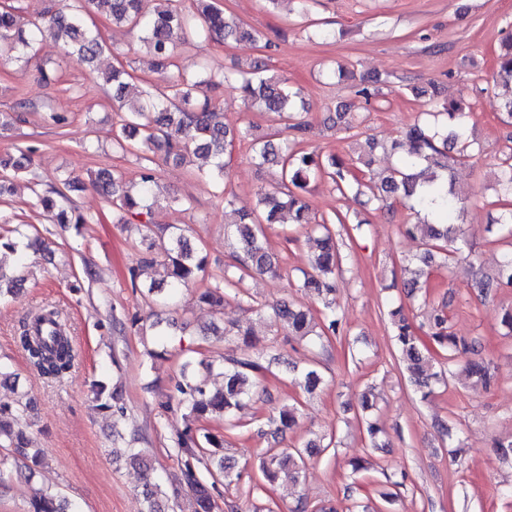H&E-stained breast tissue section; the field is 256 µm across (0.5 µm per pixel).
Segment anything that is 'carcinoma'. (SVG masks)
Instances as JSON below:
<instances>
[{
	"mask_svg": "<svg viewBox=\"0 0 512 512\" xmlns=\"http://www.w3.org/2000/svg\"><path fill=\"white\" fill-rule=\"evenodd\" d=\"M49 6L32 20L26 18L20 8L0 4V47L27 56L35 45L51 39L80 54L88 64L110 51V46L93 23L94 14L108 15L112 23L142 27L143 45L154 57L158 74L166 78L164 89L136 90L125 98V92L133 87V76L123 65H114L105 73V83L112 86V98L120 102L119 128L113 136V145L122 150H136L145 161L137 190L129 189L117 173L96 176L94 187L105 202L132 216L151 212L150 202L159 161H173L191 168L196 178H209L224 184L228 178V163L225 157L231 154L237 143L251 141V160L259 167H276L280 170L275 185L258 193V208L242 211L233 208V200L221 193L224 207L231 208L234 220L227 238L231 239V263L224 268V280L202 291L197 300L218 311L224 307V299L232 297L244 300V280L254 273L273 272L277 262L271 252L265 226L289 223L291 226L310 228L308 240L314 244L310 258L311 271L303 272L302 287L316 293L322 301V326L313 330L310 311L288 302L273 308V318L291 336H314L321 341L336 335L341 326L333 298L334 276L342 263L339 239L349 232L346 217L336 216L313 222L308 194L311 183L328 177L336 189L344 193L349 190L368 192L370 199L386 202L399 198L417 212L425 209L429 200L438 201L437 211L431 218L418 224L407 225V234L417 233L423 237L425 251L412 260H402V285L406 295L415 297L428 287L429 273L436 257L442 264L458 263L464 259L462 245L464 233L461 228L462 214L468 209L470 197L456 187L453 177L458 163L477 159L482 149L473 134V113L462 99H446L435 103L439 107L430 116H443L446 122H422L420 120L406 128L404 138L389 144L373 137L367 139L370 150L377 148L386 153L403 152L398 163L382 173L370 170L371 160L354 162L338 154L322 156L314 151L298 147L304 139L307 125L293 123L288 129L294 132L295 142L276 143L273 140L252 139L251 127L231 125L224 122V112L205 97L198 99L194 90L205 85L215 89L224 84L229 76L202 69L188 76L172 74L175 64V48L181 35L188 29H197L206 39L222 43L265 41L259 31L228 18L216 0H198L197 12H187L180 0H48ZM238 80L250 105L261 112L286 115L293 119L300 92L286 82L269 73L264 59L253 61L249 68L239 72ZM383 82L379 74L360 77L357 95L369 103L379 93ZM492 82L503 89L500 97L501 120L512 123V40L504 43L495 58ZM29 154L19 151L17 155L0 157V168L13 172H29ZM79 187V179L66 177L60 184L36 193L35 207L46 213L56 224H86L87 218L74 214L63 206L69 201L66 192ZM496 194L500 210L490 216V223L497 226L504 238H512V154L498 164L495 177ZM23 254L16 241L0 237V298L16 291L18 279L11 275L9 262L21 265ZM206 260L196 249L189 247L181 232L171 231L168 243L160 252L153 251V243H147L145 256L140 263V274L149 278L133 287H142L147 295L164 294L170 298L181 287L196 282L205 271ZM480 296L487 298L494 290L512 286V249L502 253L494 275L481 278L475 283ZM392 333L398 352L409 375L410 382L429 397L434 387L444 381L443 372L432 366V356L420 346L418 332L422 331L442 351L471 355L467 361V376L484 388L494 384L495 378L490 363L481 357V345L475 340L459 338L449 331L447 317L439 312L430 314L428 322L415 325L404 314L403 307L389 311ZM18 341L26 352L29 364L44 378L60 381L72 371L77 352L71 336L66 331L60 312L44 308L23 322ZM277 357L245 351L240 358L228 357L219 364L205 363L208 370H218L224 384L209 390L197 382L191 370V362H184L178 371L173 393L161 403L162 408L180 412L189 421L185 429L175 436L177 454L184 466L185 483L189 489L188 512H215L217 508L214 492L217 480L229 486L241 479L242 474H232L231 466L224 458V436L215 434L197 425V422L215 416L234 426L239 422L238 414L251 401L252 389L259 374L268 370ZM297 384L308 393L314 392L322 383V375L315 367L297 370L288 366ZM96 409L123 415L120 394L117 388L107 390L101 384L93 389ZM302 407L298 399L279 411L274 421V434H283L297 420ZM30 402L13 410L0 406V447L12 448L24 459V467L32 469L43 460V451L28 447L26 427ZM318 440H309L302 448L279 451L264 448L260 453L259 479L267 484L277 482L283 471L293 483H298L305 471V455L320 448ZM112 457L150 471L148 458L140 448L115 430L112 432ZM180 490H167L158 482H145L144 512H169V502H179ZM28 512H80L78 506L67 498L52 492L39 490L29 501Z\"/></svg>",
	"mask_w": 512,
	"mask_h": 512,
	"instance_id": "obj_1",
	"label": "carcinoma"
}]
</instances>
